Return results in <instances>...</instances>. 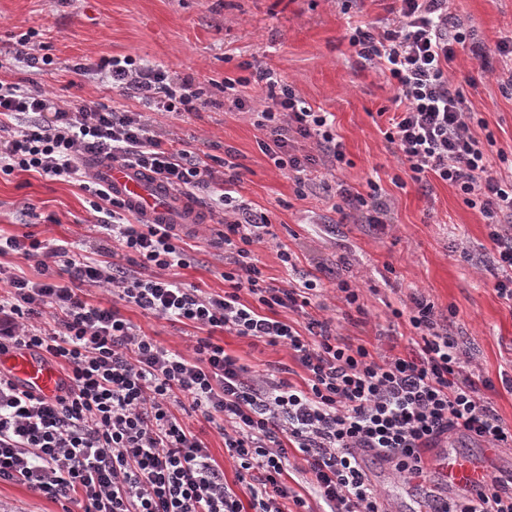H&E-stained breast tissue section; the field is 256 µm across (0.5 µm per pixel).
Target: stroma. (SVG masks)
<instances>
[{"label":"stroma","mask_w":512,"mask_h":512,"mask_svg":"<svg viewBox=\"0 0 512 512\" xmlns=\"http://www.w3.org/2000/svg\"><path fill=\"white\" fill-rule=\"evenodd\" d=\"M391 6L392 0H0V55L11 56L17 35L32 30L52 59L40 70L14 63L0 71V82L35 85L67 102L87 100L138 112V99L80 75L76 64L133 57L163 67L174 80L193 78L210 107L192 114L153 112L149 118L165 141L196 152L215 171H223L225 162L236 164L240 178L234 199L267 216L276 234L253 247L266 276L322 285L308 313L282 309L279 318L300 327L311 315L335 318L343 336L374 355L404 354L412 348L414 331L393 311L412 293H422L470 354L473 375L497 384L492 399L512 425V393L499 386L502 376L512 377V304L493 288L487 228L455 188L433 178L423 188L409 182L384 137L396 89L349 44L355 26L390 22ZM450 7L459 21L474 27L483 49L479 57L459 50L451 79L462 90L465 107L479 113L493 133L496 149L512 158V94L503 93L497 82L498 44L512 37V0H451ZM248 65L274 71L313 110L333 114L347 166L323 159L302 187L275 166L261 149L265 135L250 111L264 99V90L240 88L247 103L242 110L224 101L225 78L242 76ZM371 180L390 205L382 231L333 207L337 183L363 193ZM97 220L79 183L34 172L0 173V235L31 233L66 241L82 255L99 238L91 229ZM188 242L190 265L179 270V280L189 288L223 292V249L194 236ZM461 242L471 260L459 256ZM283 250L293 254L295 271L280 261ZM342 280L362 288V312H350L343 301L337 290ZM90 298L117 307L136 329L169 350L185 351L189 327L96 288ZM218 340L257 376L285 365L290 381L302 384L304 372L286 349L229 332ZM367 469L389 512H408L417 501L446 492L434 474L427 486L410 488L389 476L388 466L371 463ZM62 510L60 503L34 496L22 485L0 483V512Z\"/></svg>","instance_id":"35a3bbf8"}]
</instances>
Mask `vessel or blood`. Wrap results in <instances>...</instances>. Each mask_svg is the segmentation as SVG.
<instances>
[{"instance_id": "vessel-or-blood-1", "label": "vessel or blood", "mask_w": 512, "mask_h": 512, "mask_svg": "<svg viewBox=\"0 0 512 512\" xmlns=\"http://www.w3.org/2000/svg\"><path fill=\"white\" fill-rule=\"evenodd\" d=\"M91 170L113 198L144 223L173 224L187 231L201 220L198 207L180 198L160 181L149 178L139 168L103 162L92 165ZM5 360L11 372L31 391L43 395L54 393L58 375L49 362L24 351L7 354ZM427 460L449 489H462L473 497L482 493L487 474L483 461H464L445 447L429 453Z\"/></svg>"}]
</instances>
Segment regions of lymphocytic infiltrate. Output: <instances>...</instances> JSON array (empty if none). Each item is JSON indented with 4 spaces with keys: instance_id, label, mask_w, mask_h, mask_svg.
Listing matches in <instances>:
<instances>
[{
    "instance_id": "obj_1",
    "label": "lymphocytic infiltrate",
    "mask_w": 512,
    "mask_h": 512,
    "mask_svg": "<svg viewBox=\"0 0 512 512\" xmlns=\"http://www.w3.org/2000/svg\"><path fill=\"white\" fill-rule=\"evenodd\" d=\"M391 23L355 28L349 43L394 83L395 111L385 132L414 183L435 178L454 187L482 216L493 245L498 296L512 302V178L497 170L493 138L476 135L475 115L450 73L466 41L448 0H394ZM98 80L141 100L152 112L207 108L191 79L173 82L160 67L101 58ZM255 83L266 98L255 107L263 148L275 165L303 181L319 154L345 163L329 113L317 112L273 71L225 78V90ZM143 112L95 102L62 104L15 83H0V170L82 181L95 197L101 227L97 257L74 258L68 246L26 233L0 238V255L35 261L37 278L7 275L0 296V355L25 350L62 371L57 391L29 392L0 372V483H18L83 512H309L286 479L289 454L305 462L308 483L329 512H388L365 458L399 476L425 472L422 453L459 433L496 450L512 447V426L486 392L491 381L468 373L465 351L438 322L433 303L412 294L408 320L417 348L375 358L338 333L329 318L305 330L276 317L309 307L321 292L312 280L270 282L252 251L273 239L266 217L233 202L235 177L223 178L187 149L165 146ZM312 144L299 154L298 141ZM138 167L171 190L212 197L222 230L223 293L188 288L175 276L188 265L186 244L171 224L129 222L123 204L85 166L87 157ZM336 195L359 221L386 228L389 205L337 185ZM111 260H104V253ZM100 288L171 322L194 328L187 353L137 331L116 307L92 304ZM230 331L286 348L306 378L256 377L214 335ZM192 410L224 437L238 499L199 433ZM433 512H512V479L487 480L479 499L458 494Z\"/></svg>"
}]
</instances>
